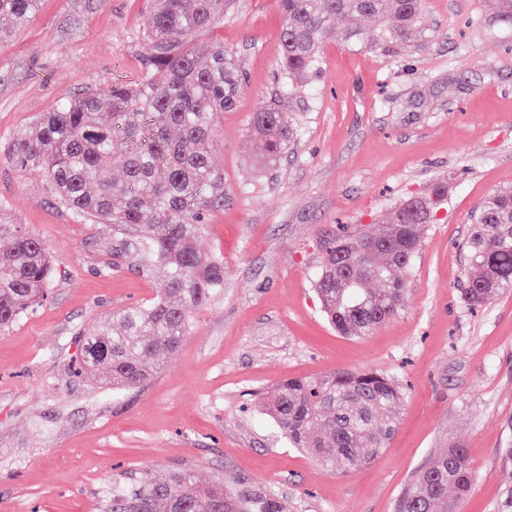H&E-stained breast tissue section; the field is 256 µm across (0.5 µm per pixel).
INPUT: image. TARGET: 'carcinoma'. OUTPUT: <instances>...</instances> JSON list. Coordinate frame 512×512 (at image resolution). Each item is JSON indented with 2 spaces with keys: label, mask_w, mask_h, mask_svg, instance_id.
Listing matches in <instances>:
<instances>
[{
  "label": "carcinoma",
  "mask_w": 512,
  "mask_h": 512,
  "mask_svg": "<svg viewBox=\"0 0 512 512\" xmlns=\"http://www.w3.org/2000/svg\"><path fill=\"white\" fill-rule=\"evenodd\" d=\"M283 27L279 68L282 95L292 98L320 66L324 40L367 46L399 57L430 38L423 0H277ZM39 0H0V25L22 26ZM147 40L151 51L140 83H114L60 103L45 113L20 148L41 167L57 200L74 216L112 225V256L138 262L145 273L165 271L166 282L149 304L112 313L83 343L79 370L101 374L112 390L135 388L188 334L187 311L206 306L224 288V261L198 247L206 213L224 201V179L211 157L218 113L235 106L242 83L236 62L215 45L202 62L191 46L195 34L224 13V0H153ZM496 21L512 25V0H489ZM345 21L336 28V21ZM371 20L368 30L363 22ZM251 134L263 146L253 172L278 166L299 136L281 101L253 113ZM139 140L140 149H128ZM123 175H112V157ZM448 197V181L412 197L380 223L322 245L313 288L329 324L344 336H365L401 309L405 272L399 240L421 246ZM461 297L483 305L512 288V190L490 194L476 211L464 244ZM54 279L47 248L21 224L0 216V332L46 300ZM403 400L390 377L371 370H342L282 383L261 406L288 445L300 448L332 472L370 463L387 447ZM475 472L466 449L451 444L415 475L396 512H458ZM101 512H287L274 493L242 480L229 488L204 484L190 469H173L135 485L112 483Z\"/></svg>",
  "instance_id": "obj_1"
}]
</instances>
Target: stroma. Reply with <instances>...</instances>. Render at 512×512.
Returning a JSON list of instances; mask_svg holds the SVG:
<instances>
[{
  "label": "stroma",
  "mask_w": 512,
  "mask_h": 512,
  "mask_svg": "<svg viewBox=\"0 0 512 512\" xmlns=\"http://www.w3.org/2000/svg\"><path fill=\"white\" fill-rule=\"evenodd\" d=\"M150 0H41L0 31V214L46 245L55 277L43 306L0 334V512H97L112 480L175 467L203 483L243 479L288 512H394L417 471L458 443L475 471L459 512H497L512 484V290L483 307L461 298L471 219L512 190V27L484 0H424L427 45L399 57L328 40L308 86L285 106L301 133L277 170L252 174L253 112L280 97L276 0H229L198 32L240 65L218 115L212 161L224 201L206 214L203 252L224 260V290L189 313L179 350L141 386L112 391L68 365L80 329L148 304L163 272L114 264L112 227L74 217L19 144L65 98L137 84ZM448 180L403 308L366 336L336 333L311 286L326 239L378 223ZM369 369L404 389L396 432L369 465L334 474L289 447L259 407L293 378Z\"/></svg>",
  "instance_id": "stroma-1"
}]
</instances>
